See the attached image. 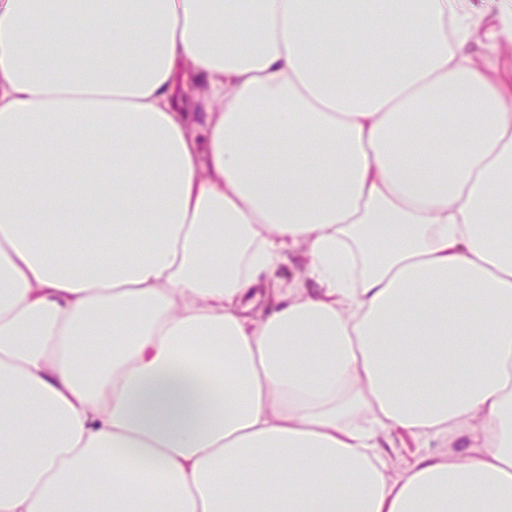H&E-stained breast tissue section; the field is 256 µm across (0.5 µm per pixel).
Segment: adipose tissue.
Segmentation results:
<instances>
[{
	"mask_svg": "<svg viewBox=\"0 0 512 512\" xmlns=\"http://www.w3.org/2000/svg\"><path fill=\"white\" fill-rule=\"evenodd\" d=\"M476 23L0 0V512H512V112ZM105 145L91 193L42 162ZM201 378L225 397L202 422ZM393 430L445 450L391 474ZM203 90V85L189 71L179 67L174 77V94L180 99H190Z\"/></svg>",
	"mask_w": 512,
	"mask_h": 512,
	"instance_id": "1",
	"label": "adipose tissue"
}]
</instances>
